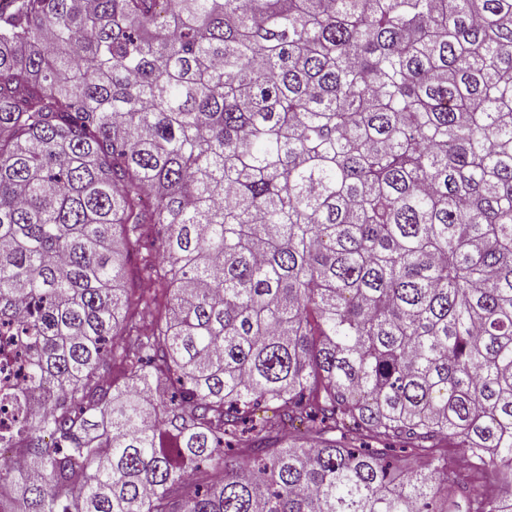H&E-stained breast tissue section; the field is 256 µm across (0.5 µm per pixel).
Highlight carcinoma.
I'll use <instances>...</instances> for the list:
<instances>
[{"instance_id": "1", "label": "carcinoma", "mask_w": 512, "mask_h": 512, "mask_svg": "<svg viewBox=\"0 0 512 512\" xmlns=\"http://www.w3.org/2000/svg\"><path fill=\"white\" fill-rule=\"evenodd\" d=\"M4 2L0 512H512V0ZM145 279L150 278L142 268V261L140 260V256H136L126 266L125 276V285L132 306L136 304V301L140 295L145 294L140 288L142 281ZM18 346L15 344L0 343V378L4 373L11 371V380L20 384L23 379V369H20V361L14 362V352Z\"/></svg>"}]
</instances>
